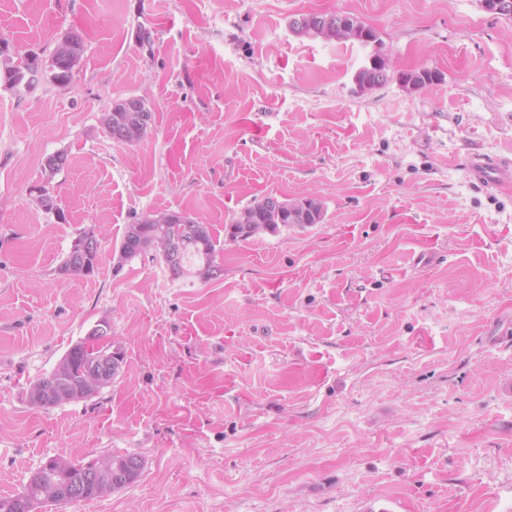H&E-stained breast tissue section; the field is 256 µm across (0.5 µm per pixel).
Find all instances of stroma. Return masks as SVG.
<instances>
[{"label":"stroma","instance_id":"obj_1","mask_svg":"<svg viewBox=\"0 0 512 512\" xmlns=\"http://www.w3.org/2000/svg\"><path fill=\"white\" fill-rule=\"evenodd\" d=\"M374 28L389 81L357 93L360 43L301 38L296 15ZM83 51L70 83L0 80V497L48 459L142 457L126 488L55 512H512V18L481 0H0L12 57ZM429 68L412 89L399 72ZM152 131L112 141L113 102ZM64 219L36 200L45 159ZM267 194L322 223L230 241ZM211 225L219 278L119 263L127 224ZM91 275L59 276L72 240ZM112 385L30 403L99 321ZM123 100L124 99L114 102V104L112 105V109L110 110L112 112L104 113L103 123L107 134L113 140V135L116 131H122L124 129L128 130L130 126L134 125V122H136L134 119V112H143L141 119L144 121H149L146 112H150L151 121L149 123H146V125L144 126H141L137 123V126H139V128L134 129V133L132 134L130 139L126 141L117 142L120 144L133 145L143 140L151 131V125L153 121L152 110L149 107V111L148 108L145 107L144 104L140 101V99H133L132 101H126V107L130 109L132 112H125L122 109L121 104ZM469 177L485 186L500 187L512 181V165L510 160L489 163L482 158H473L467 166ZM81 231L71 243V246L59 266V270L63 269L66 275L70 276H87L93 273L96 266V261L100 252L101 242L98 239L96 232L93 229H89L84 236V253L93 252L90 254L81 253ZM100 245L98 247V243ZM97 248V249H96ZM96 250V251H95Z\"/></svg>","mask_w":512,"mask_h":512}]
</instances>
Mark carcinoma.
I'll list each match as a JSON object with an SVG mask.
<instances>
[{"instance_id": "1", "label": "carcinoma", "mask_w": 512, "mask_h": 512, "mask_svg": "<svg viewBox=\"0 0 512 512\" xmlns=\"http://www.w3.org/2000/svg\"><path fill=\"white\" fill-rule=\"evenodd\" d=\"M83 50L81 35L72 34L67 45L60 44L51 56L50 67L53 81L65 84L71 80L79 56ZM39 63L37 57L32 56L18 61L5 59L4 74L6 83L13 82V77L23 70ZM435 71L423 68L403 71L400 73V82L406 86L421 87L432 83ZM134 113L122 109L119 101L114 102L112 111L104 113L103 123L108 135L117 131L129 129L134 125ZM324 219L323 203L314 198L283 199L274 194H267L244 207L239 214L233 217L231 223L225 225L224 232L231 241H246L264 233L277 234L282 231L304 230L314 224L322 223ZM181 240L184 246L183 268L190 270L195 265H207L205 279H214L221 276L223 268L216 262V244L211 225L203 224L186 213H157L147 214L133 224L125 227L119 252L124 261L149 253L164 258L172 240ZM99 251L90 254L81 253V238L75 237L62 261L60 268L70 276H87L93 273ZM111 346L90 345L86 350L73 345L61 358L53 370L37 379L31 390L42 391L53 386L60 376L69 379L76 387L77 392L70 396H58L40 403V407L49 408L66 403L80 402L91 398L103 388L112 384L123 365L125 355L112 358V372L109 380L96 384L87 380V364L91 359L106 355ZM76 468L61 474L50 468H42L37 481L27 483L22 490L9 496L0 497V512H31L47 504L45 497L53 493L60 486L82 479L90 472L92 462H75ZM143 459L136 454H112V475L119 476L120 481H108L100 478L97 483L90 485L88 498L107 494V483H112V491H118L133 483L141 474Z\"/></svg>"}]
</instances>
